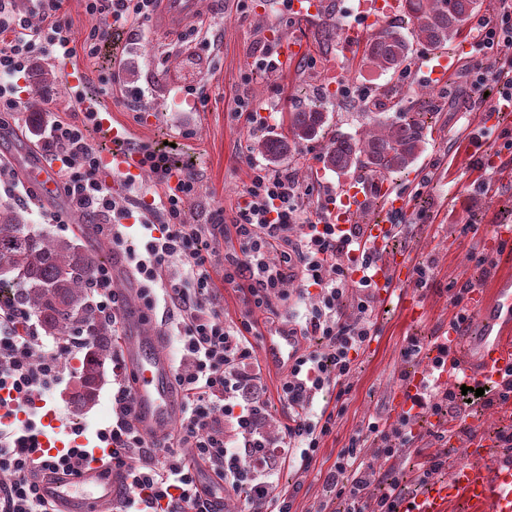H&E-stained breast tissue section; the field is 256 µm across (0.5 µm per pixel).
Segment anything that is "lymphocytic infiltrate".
I'll list each match as a JSON object with an SVG mask.
<instances>
[{
    "label": "lymphocytic infiltrate",
    "mask_w": 512,
    "mask_h": 512,
    "mask_svg": "<svg viewBox=\"0 0 512 512\" xmlns=\"http://www.w3.org/2000/svg\"><path fill=\"white\" fill-rule=\"evenodd\" d=\"M28 2L21 11L14 0H0V126L25 106L17 76H29L34 61L76 50L63 0ZM155 2L84 0L95 20L81 48L86 58H97L124 28H142ZM469 39L478 54L465 69L468 111L512 108V0H500L494 17L472 22ZM491 79L497 87L493 102L485 95ZM42 138L59 164L60 192L75 210L100 221L112 251L123 255L142 315L161 308L177 316L181 359L174 383L184 403L176 429L158 439L136 425L120 346L127 296L110 266H95L92 297L112 325L113 341L112 421L96 437L111 445L112 467L125 480L112 512H217L214 486L199 479L205 468L223 490L243 491V512H295L301 487L280 488L277 473L285 464L306 472L316 464L322 441L343 413L319 399L330 389L345 394L357 356L372 339L377 269L362 226L314 216L313 187L302 186L290 168L258 160L250 164L232 218L218 207L207 223H185V208L200 183L155 150L147 152L144 167L162 193L140 199L136 208L123 207L100 176L99 152L84 124L55 117ZM132 218L144 231L137 242L126 233ZM218 266L264 326L297 341L296 358L277 388L288 407L280 432H268L264 424L261 374L252 366L249 340L254 327L224 319L211 276ZM298 303L305 306L300 319L282 316L283 308ZM311 336L318 349L305 347ZM81 346L80 339L61 338L44 351L30 315L0 301V384L15 391L19 409L64 382L66 360ZM464 400L455 389L432 384L407 410L368 422L366 433L352 436L324 475L346 512H399L410 486H424L446 470L447 455H426L406 486L390 464L412 453L417 418L459 416ZM34 442V435L0 425V512H58L39 493L46 466L35 459Z\"/></svg>",
    "instance_id": "obj_1"
}]
</instances>
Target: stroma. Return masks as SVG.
I'll return each mask as SVG.
<instances>
[{
  "label": "stroma",
  "mask_w": 512,
  "mask_h": 512,
  "mask_svg": "<svg viewBox=\"0 0 512 512\" xmlns=\"http://www.w3.org/2000/svg\"><path fill=\"white\" fill-rule=\"evenodd\" d=\"M362 2L325 0L323 13L304 21L290 15L283 0H199L197 25L206 31V38L182 43L178 31L153 21L137 34H120L115 51L104 52L99 59L100 65L119 71V87L105 93L95 83L86 91L87 96H100L112 112L113 124L127 127L135 141L168 147L172 159L200 179L202 190L185 210L189 224L206 223L216 207L234 208L250 171L252 142L273 133L286 134L288 114L296 106L322 97L330 128L352 135L361 132L363 107L339 95L335 76L359 85L392 87L386 112L426 113L423 152L406 172L385 179L392 190L411 195L407 227L386 243V250L403 252L411 265L433 266L424 289H414L405 281L398 284L408 297L419 300L422 313L408 318L394 297L377 302L375 333L357 359L346 395L340 397L331 390L324 396L331 404L342 401L344 411L333 433L322 442L315 467L306 473L292 466L280 470L282 486L303 485L295 503L298 512H306L315 499L326 495L324 473L349 438L369 419L392 415L400 374L407 369L401 351L408 339L429 343L447 332L454 316L448 300L449 283L464 276L491 288L497 280L512 279V251H499L493 236L496 227L512 226V154L502 152L492 169L478 171L472 167L475 156L469 141L470 128L482 126L486 150H499L501 133L512 131V112L489 118L475 112L468 121H461L465 105L462 70L468 58L456 56L451 48L417 47L410 81L405 85L391 75L361 67L360 51L343 53L340 37L348 28L362 25L367 14ZM328 25L335 26L337 35L325 41L320 32ZM285 38L304 42V53L274 75L257 68L256 48ZM443 56L453 72L441 86L431 79L428 68L431 60ZM21 87L27 95L41 92L48 100L43 112L22 111L0 129V155L8 157L18 170L30 153L43 152L39 140L42 127L53 113L64 112L70 95L61 79L42 84L36 69ZM137 88L144 90V97H131V90ZM243 96L257 107L272 109L270 124L247 126L235 118L236 101ZM323 145L320 138L293 145L279 160L280 165L292 167L300 182L315 187L312 208L329 213L331 206L338 204L341 189L357 184L367 189L358 207L359 223L381 217L382 195L373 189L372 177L361 171L341 175L324 167L319 160ZM443 155L448 158L447 167L432 170L433 161ZM478 179L486 181L487 189L477 197L473 183ZM22 208L32 233L77 239L86 252L111 260L112 252L102 235L85 238L77 224L63 229L51 223L50 214L70 209L64 195L42 204L26 200ZM423 211L432 214V223L419 222ZM466 224L471 227L467 233L462 230ZM475 251L487 254L490 265H475L470 259ZM251 342L262 369L267 423L275 429L288 419V407L276 392L283 372L269 363L265 337H252ZM82 359L79 352L70 356L68 378L45 398L82 425L85 437L91 439L112 418V380L104 378L94 405L75 411L69 396L74 390L72 375Z\"/></svg>",
  "instance_id": "obj_1"
}]
</instances>
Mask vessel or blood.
Returning a JSON list of instances; mask_svg holds the SVG:
<instances>
[{"label": "vessel or blood", "mask_w": 512, "mask_h": 512, "mask_svg": "<svg viewBox=\"0 0 512 512\" xmlns=\"http://www.w3.org/2000/svg\"><path fill=\"white\" fill-rule=\"evenodd\" d=\"M197 3L198 0H158V17L167 27H182L197 20ZM56 68L70 89H81L89 82V73L70 57L58 58ZM94 123L108 142L100 155L102 171L113 178L139 174L144 152L133 142L129 131L114 126L111 111L103 106L96 108ZM26 178L35 186L38 197L55 195L56 170L42 159L30 157ZM359 197L358 188H346L340 205L332 209V221L353 223ZM378 266L376 283L382 287L404 277L407 260L404 255L383 252ZM469 308L480 321L479 330L477 334L462 336L452 329L439 337V346L447 349L448 354L439 369L438 381L443 384L463 379L499 389L505 371L512 367V284L504 282L496 288L476 289ZM267 353L272 365L288 366L293 360L295 342L289 336L269 337ZM125 356L136 367L133 395L137 425L144 434L155 433L169 424L174 412L168 387L170 358L158 351L152 335L127 347ZM34 405L41 410L36 436L38 457L50 463L68 450L84 445L77 425L66 422L46 401L38 399ZM465 452L466 461L452 466L444 478L411 493L400 512H451L458 502L466 512H512V460L502 458L485 440L482 426L476 424L470 427ZM111 453L108 447L93 449V459L78 479H47L41 484L42 495L62 512H111L120 483L102 464Z\"/></svg>", "instance_id": "b4317fda"}]
</instances>
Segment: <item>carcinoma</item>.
Instances as JSON below:
<instances>
[{
  "label": "carcinoma",
  "instance_id": "obj_1",
  "mask_svg": "<svg viewBox=\"0 0 512 512\" xmlns=\"http://www.w3.org/2000/svg\"><path fill=\"white\" fill-rule=\"evenodd\" d=\"M478 8V0H404L410 37L391 25L372 28L361 62L396 74L410 64L413 46L446 47L459 38ZM371 128L359 135L331 132L323 164L338 173L362 170L371 176L405 171L425 145L424 112H368ZM326 115L314 105L288 115L293 140L311 141L326 133ZM251 151L276 162L288 151V139L258 141ZM97 260L70 239L26 230L24 210L0 204V287L12 289L11 301L36 316L47 336H88L72 396L76 408L96 401L107 361L112 357V325L99 319L91 299V276Z\"/></svg>",
  "mask_w": 512,
  "mask_h": 512
}]
</instances>
